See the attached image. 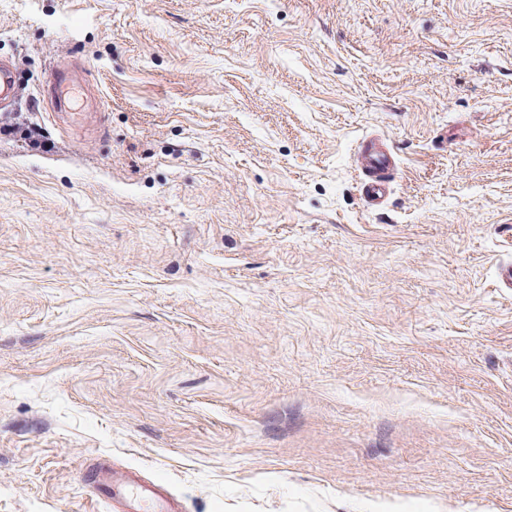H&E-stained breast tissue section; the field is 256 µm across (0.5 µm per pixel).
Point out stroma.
Here are the masks:
<instances>
[{"instance_id":"obj_1","label":"stroma","mask_w":512,"mask_h":512,"mask_svg":"<svg viewBox=\"0 0 512 512\" xmlns=\"http://www.w3.org/2000/svg\"><path fill=\"white\" fill-rule=\"evenodd\" d=\"M1 57L48 147L0 134V512H110L98 456L183 512H512V0H0ZM72 83L73 79L68 68H53L49 77L48 99L54 110L66 112L65 117L70 125L79 127L85 123L86 115L81 112H73L74 108L68 92ZM360 153L368 179L362 184V194L370 207H378L385 201L391 187L395 162L393 154L377 143L376 138L361 142Z\"/></svg>"}]
</instances>
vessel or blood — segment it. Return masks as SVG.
<instances>
[{"label": "vessel or blood", "mask_w": 512, "mask_h": 512, "mask_svg": "<svg viewBox=\"0 0 512 512\" xmlns=\"http://www.w3.org/2000/svg\"><path fill=\"white\" fill-rule=\"evenodd\" d=\"M73 82L68 68H53L49 77L48 98L54 110L64 113L68 123L82 126L84 113L74 111L69 96ZM17 87V70L7 59H0V103L9 101ZM360 153L368 178L362 185L365 202L372 207L383 204L391 187L395 162L392 153L376 139L361 142ZM92 495L109 503L112 512H182L180 502L160 486L145 482L132 470H121L108 461L96 459L84 471Z\"/></svg>", "instance_id": "b4317fda"}]
</instances>
